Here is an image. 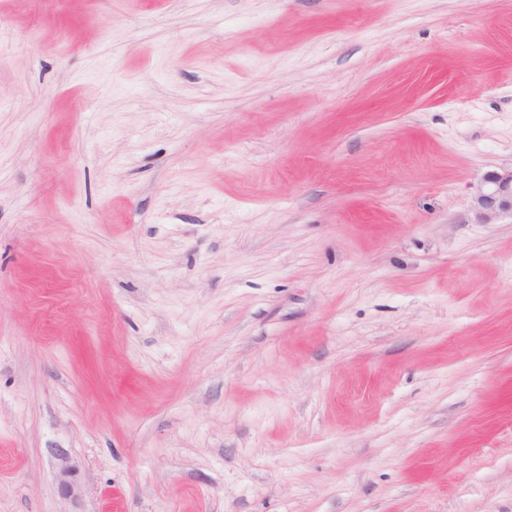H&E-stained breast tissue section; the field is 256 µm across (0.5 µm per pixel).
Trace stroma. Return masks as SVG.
I'll list each match as a JSON object with an SVG mask.
<instances>
[{"mask_svg":"<svg viewBox=\"0 0 512 512\" xmlns=\"http://www.w3.org/2000/svg\"><path fill=\"white\" fill-rule=\"evenodd\" d=\"M511 167L512 0H0V512H512ZM471 209L479 224H491L504 214L512 216V168L485 173L473 194Z\"/></svg>","mask_w":512,"mask_h":512,"instance_id":"35a3bbf8","label":"stroma"}]
</instances>
